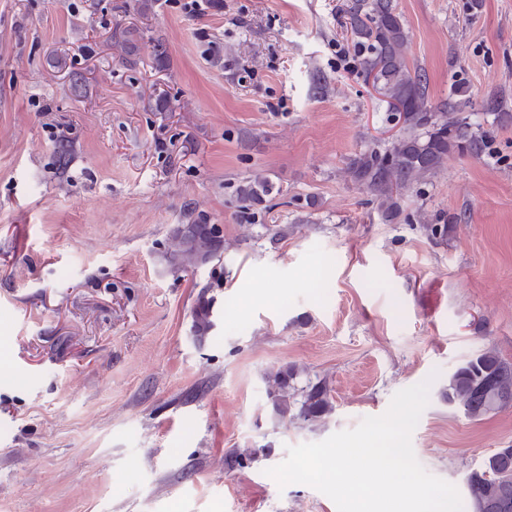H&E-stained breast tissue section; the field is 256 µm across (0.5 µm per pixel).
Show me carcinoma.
Returning a JSON list of instances; mask_svg holds the SVG:
<instances>
[{"mask_svg": "<svg viewBox=\"0 0 512 512\" xmlns=\"http://www.w3.org/2000/svg\"><path fill=\"white\" fill-rule=\"evenodd\" d=\"M340 28L351 41L360 75L387 104L400 124L387 147L360 153L348 160L347 173L364 187L387 222L402 213V202L453 153L480 159L489 143L488 132L463 116L472 106L469 88L457 82L448 98L429 95L427 76L410 64L409 36L395 0H347ZM279 190L256 174L237 188L246 218L252 209L272 200ZM191 227H176L160 256L174 272L194 271L220 261L224 235L202 216L186 213ZM214 327L212 301L200 299L192 310V331L201 341ZM301 371L281 368L266 377L273 412L283 420L316 422L333 410L324 380L298 386ZM448 402L473 421L512 409V362L488 347L463 362L443 389ZM471 512H512V445L483 458L466 475Z\"/></svg>", "mask_w": 512, "mask_h": 512, "instance_id": "carcinoma-1", "label": "carcinoma"}]
</instances>
